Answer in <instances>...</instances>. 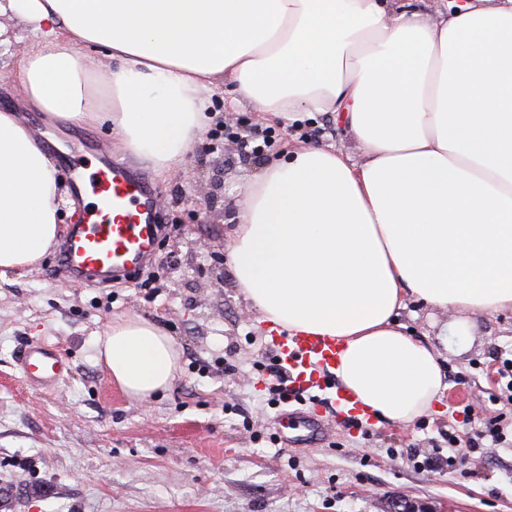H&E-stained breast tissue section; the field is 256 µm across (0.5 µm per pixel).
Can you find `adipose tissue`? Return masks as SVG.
<instances>
[{
  "label": "adipose tissue",
  "mask_w": 512,
  "mask_h": 512,
  "mask_svg": "<svg viewBox=\"0 0 512 512\" xmlns=\"http://www.w3.org/2000/svg\"><path fill=\"white\" fill-rule=\"evenodd\" d=\"M37 34L20 108L0 106V278L55 244L61 195L22 117L105 121L161 174L203 126L217 82L288 124L332 114L361 163L309 144L244 187L228 255L236 286L291 335L336 343L342 391L410 425L447 388L440 355L395 317L407 298L512 311V0L432 15L410 0H8ZM105 51L98 72L87 49ZM96 355L131 399L166 390L179 348L117 315Z\"/></svg>",
  "instance_id": "ef3b65f1"
}]
</instances>
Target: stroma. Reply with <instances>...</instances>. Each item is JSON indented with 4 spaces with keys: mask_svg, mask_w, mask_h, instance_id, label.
<instances>
[{
    "mask_svg": "<svg viewBox=\"0 0 512 512\" xmlns=\"http://www.w3.org/2000/svg\"><path fill=\"white\" fill-rule=\"evenodd\" d=\"M34 40L18 15L0 16V104L21 81ZM212 95L231 127L222 144L200 132L165 179L131 166L157 197L164 243L147 267L155 294L137 278L102 288L73 285L53 269L50 250L31 271L0 279V512H391L398 501L422 512H512V425L505 443L432 470L419 453L449 455L442 434L466 432V408L512 418V393L497 374L512 356V312L466 316L468 331L446 333L448 312L406 301L396 318L443 354L447 409L405 427L349 426L332 399L268 407L273 354L258 315L235 286L227 242L235 199L271 160L309 144L360 161L347 129L326 115L288 126ZM52 157L81 135L100 151L124 154L108 124L50 127L33 121ZM275 128L274 148L243 159L235 133ZM155 321L180 346L169 389L146 401L126 396L96 361V340L115 315ZM30 339L61 347L70 375L41 392L24 381L15 356ZM322 419L323 436L282 443L281 416Z\"/></svg>",
    "mask_w": 512,
    "mask_h": 512,
    "instance_id": "obj_1",
    "label": "stroma"
}]
</instances>
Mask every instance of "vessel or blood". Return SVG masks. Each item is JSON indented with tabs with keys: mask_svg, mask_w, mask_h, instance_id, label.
<instances>
[{
	"mask_svg": "<svg viewBox=\"0 0 512 512\" xmlns=\"http://www.w3.org/2000/svg\"><path fill=\"white\" fill-rule=\"evenodd\" d=\"M75 194H87L94 205L69 225L56 271L73 284L93 287L131 277L154 256L159 232L154 193L125 163L109 161L92 166L82 144H74L65 159ZM278 364L291 394L311 389L335 391L332 368L336 344L324 336L271 339ZM24 378L46 388L58 384L69 371V360L57 346L27 343L16 356Z\"/></svg>",
	"mask_w": 512,
	"mask_h": 512,
	"instance_id": "1",
	"label": "vessel or blood"
}]
</instances>
